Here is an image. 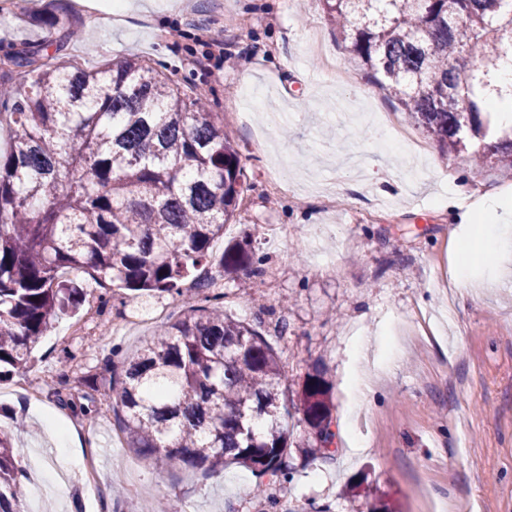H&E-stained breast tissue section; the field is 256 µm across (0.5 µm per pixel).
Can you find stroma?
Segmentation results:
<instances>
[{"mask_svg": "<svg viewBox=\"0 0 512 512\" xmlns=\"http://www.w3.org/2000/svg\"><path fill=\"white\" fill-rule=\"evenodd\" d=\"M129 2L114 16L106 0L92 11L80 0H0V76L11 72L14 52L38 46L92 67L142 58L192 88L223 114L248 182L236 222L212 250L248 238L267 258L263 275L224 278L225 310L262 316L289 378L324 367L340 425L349 419L351 367L372 369L389 352L398 360L358 408L366 450L350 452L337 437L334 459L297 461L287 487L273 489L276 504L245 496L255 477L237 464L205 473L151 460L135 475L125 465L137 454L112 441L114 417H86L59 399L107 400L124 356L184 309L166 295L148 300L85 280L99 315L83 307L59 318L30 370L0 380V428L12 431L17 457L38 451L45 473L53 472L56 450L34 415L48 407L81 435L97 471L96 492L70 478L41 496L40 512H140L142 484L192 512H367L370 490L397 512H453L460 504L512 512V274L489 280L495 262L480 250L470 263L477 289L452 294L441 284L472 226L512 225V171L474 172L414 124L409 132L426 146L421 157L390 148L378 127L353 123L359 112L404 116L358 70L322 0H149L143 10L140 0ZM60 7L75 37L39 24ZM314 27L353 84L332 81L311 54ZM272 181L291 192L269 191ZM476 185L484 206L497 202L494 212L471 205ZM281 314L284 336L273 332ZM26 382L38 391L29 401L18 392Z\"/></svg>", "mask_w": 512, "mask_h": 512, "instance_id": "stroma-1", "label": "stroma"}]
</instances>
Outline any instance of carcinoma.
Instances as JSON below:
<instances>
[{
	"label": "carcinoma",
	"instance_id": "obj_1",
	"mask_svg": "<svg viewBox=\"0 0 512 512\" xmlns=\"http://www.w3.org/2000/svg\"><path fill=\"white\" fill-rule=\"evenodd\" d=\"M322 2L353 59L441 150L512 169V124L499 112L512 106V84L498 80L512 60V0ZM39 22L76 34L54 12ZM471 45L479 53L463 56ZM44 58L17 53L0 83L16 134L0 154V378L26 372L39 339L78 302L60 272L83 273L185 307L112 374V413L135 453L204 470L242 464L257 478L247 496L288 482L294 447L332 458L327 370L313 366L291 398L264 335L227 313L221 295L200 294L214 266L263 272L247 241L212 252L245 184L220 113L139 58L89 70ZM293 412L297 444L285 426ZM24 481L0 430V512H22Z\"/></svg>",
	"mask_w": 512,
	"mask_h": 512
}]
</instances>
